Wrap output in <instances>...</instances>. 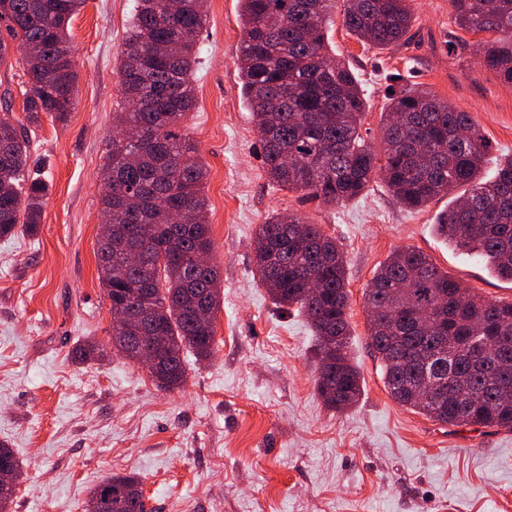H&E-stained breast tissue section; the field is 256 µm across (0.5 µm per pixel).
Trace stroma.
Here are the masks:
<instances>
[{"label": "stroma", "mask_w": 512, "mask_h": 512, "mask_svg": "<svg viewBox=\"0 0 512 512\" xmlns=\"http://www.w3.org/2000/svg\"><path fill=\"white\" fill-rule=\"evenodd\" d=\"M134 0H86L69 32L78 83L67 122L43 116L30 170L48 192L35 233L0 238V445L21 477L9 512H84L90 490L135 474L151 512H512V432L452 426L399 406L368 346L364 294L395 250L414 247L473 293L512 301V282L436 236L448 198L420 211L383 181L326 206L272 183L241 95L239 0H207L184 129L209 177L205 192L221 270L213 357L186 358L181 389L160 390L122 356L75 362L108 346L110 303L98 280L100 169L120 102V49ZM413 38L367 48L329 26L336 53L367 91L361 133L378 145L389 92L418 85L471 113L489 162L512 155V84L449 43L475 42L449 0H411ZM299 213L346 257L347 317L363 392L328 408L315 390L317 344L305 316L275 305L259 281L255 232L273 213Z\"/></svg>", "instance_id": "35a3bbf8"}]
</instances>
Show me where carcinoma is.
I'll list each match as a JSON object with an SVG mask.
<instances>
[{
  "instance_id": "cac0c4a2",
  "label": "carcinoma",
  "mask_w": 512,
  "mask_h": 512,
  "mask_svg": "<svg viewBox=\"0 0 512 512\" xmlns=\"http://www.w3.org/2000/svg\"><path fill=\"white\" fill-rule=\"evenodd\" d=\"M136 0L121 50L120 135L110 139L101 196L102 223L112 238L98 241L99 280L111 306L152 313L140 343L135 324L112 325V351L136 361L152 336L166 338L163 368L151 374L164 391L186 379L183 353L210 359L214 320L201 310L221 304L216 264L193 262L209 236L208 170L199 149L180 131L196 105L192 72L197 36L207 19L206 0ZM244 32L237 61L242 94L260 136L271 181L325 205L364 194L382 179L398 203L419 210L465 188L436 221L447 244L481 258L493 274L512 281V155L492 176L478 177L489 146L469 112L456 110L425 89L403 87L389 97L380 149L360 132L367 100L358 76L329 47L335 13L358 42L385 49L405 44L413 26L408 0H239ZM85 0H0V63L18 56L24 121L11 104L0 114V237L33 232L40 223L46 184L29 176L31 125L46 114L64 121L75 104L78 72L69 26ZM464 31L493 35L463 43L483 66L512 84V0H451ZM181 208L170 221L163 203ZM135 246L140 260L124 266ZM255 262L274 303L295 306L308 318L318 347L315 388L335 410L351 408L362 376L350 349L346 260L335 238L292 214L271 215L255 236ZM369 347L381 362L394 401L454 426L512 431V302L486 299L448 277L424 252L390 254L365 293ZM432 367L447 362L435 396L424 399L400 371L419 357ZM86 512H143L141 480L111 475L90 492Z\"/></svg>"
}]
</instances>
